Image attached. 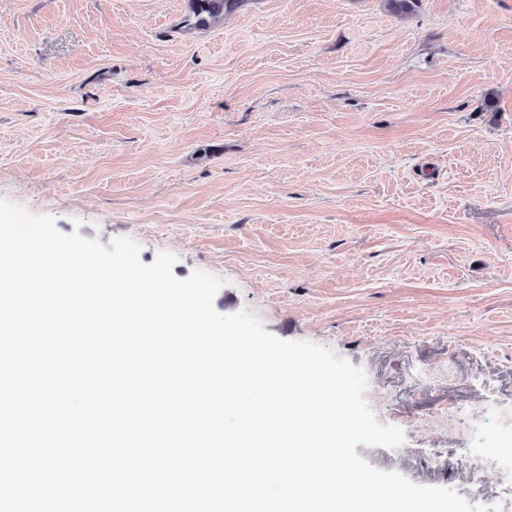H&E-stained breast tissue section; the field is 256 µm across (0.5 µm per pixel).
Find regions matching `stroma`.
Instances as JSON below:
<instances>
[{
	"instance_id": "35a3bbf8",
	"label": "stroma",
	"mask_w": 512,
	"mask_h": 512,
	"mask_svg": "<svg viewBox=\"0 0 512 512\" xmlns=\"http://www.w3.org/2000/svg\"><path fill=\"white\" fill-rule=\"evenodd\" d=\"M175 0H0V198L143 263L223 279L368 378L371 466L469 503L457 449L512 406V0H253L164 37Z\"/></svg>"
}]
</instances>
